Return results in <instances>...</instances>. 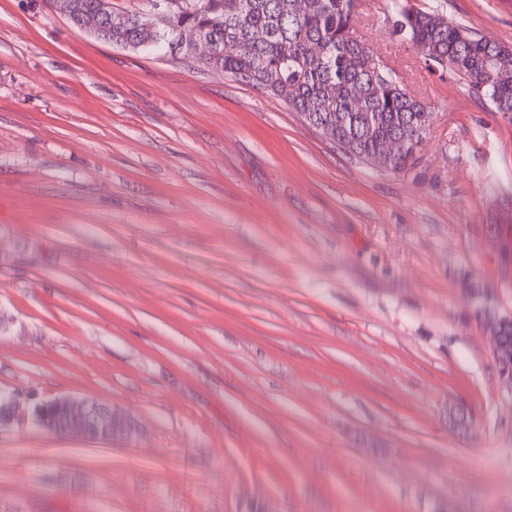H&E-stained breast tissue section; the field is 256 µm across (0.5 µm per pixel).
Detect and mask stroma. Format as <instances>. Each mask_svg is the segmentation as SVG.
Wrapping results in <instances>:
<instances>
[{
	"label": "stroma",
	"instance_id": "35a3bbf8",
	"mask_svg": "<svg viewBox=\"0 0 512 512\" xmlns=\"http://www.w3.org/2000/svg\"><path fill=\"white\" fill-rule=\"evenodd\" d=\"M512 47V0H409ZM416 161L349 159L181 56L0 0V388L131 432L0 428V512H512V116L394 36ZM491 355L497 364L502 383L512 390V359L503 337L499 340L491 339Z\"/></svg>",
	"mask_w": 512,
	"mask_h": 512
}]
</instances>
